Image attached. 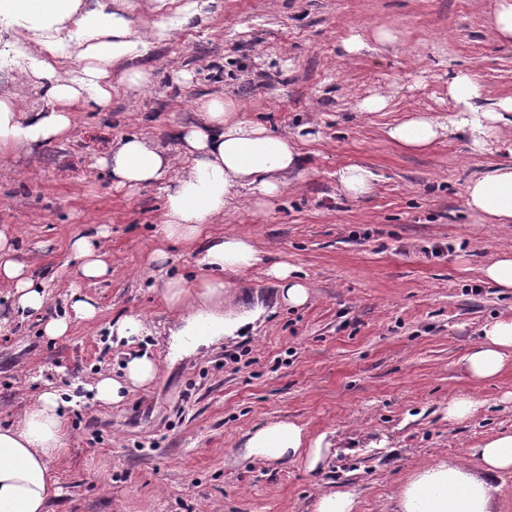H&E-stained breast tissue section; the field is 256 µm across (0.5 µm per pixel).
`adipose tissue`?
I'll list each match as a JSON object with an SVG mask.
<instances>
[{"label":"adipose tissue","instance_id":"1","mask_svg":"<svg viewBox=\"0 0 512 512\" xmlns=\"http://www.w3.org/2000/svg\"><path fill=\"white\" fill-rule=\"evenodd\" d=\"M153 19L137 25L125 0H0V69L47 89L50 107L23 110L13 95L0 94V152L30 149L62 139L78 108L112 104L113 70L121 83L143 86L147 71L133 68L152 43L204 22V0H150ZM454 102L450 114L432 118L414 115L390 125L385 133L398 146L417 150L461 132L473 151L484 152L502 128L512 126V97L483 104L484 90L476 75L458 71L448 77ZM196 119L176 125L173 138L182 148L180 160L138 135L115 141L103 164L112 185L133 191L163 184L165 201L157 232L163 241L180 242L200 252L206 274L187 282L171 278L163 299L172 313L170 333L181 348H196L203 339H217L242 322L229 295L231 277L259 268L279 282L284 305L299 307L309 288L284 263H265L252 237L242 232L220 236L211 224L227 215L239 192H249L263 207L281 196L289 176L302 162L300 137L270 131L243 118L236 103L214 94L192 102ZM465 205L480 222L512 224V162L489 165L465 187ZM11 238L0 231V282L11 285L13 305L41 311L47 302L42 284L26 264L14 257ZM210 332L199 337L197 326ZM512 363V317L486 324L482 338L463 359L469 377L486 381ZM158 374L145 353L128 354L123 373L100 376L95 398L105 405L121 402L126 393L150 385ZM66 425L56 392H43L9 426L0 427V512H49L58 493L51 458L65 453ZM247 458L260 463L303 462L308 471L323 470L332 443L293 420H277L249 433ZM512 472V432L498 433L468 448L462 461L431 462L413 471L397 488L395 512H495L491 481Z\"/></svg>","mask_w":512,"mask_h":512}]
</instances>
